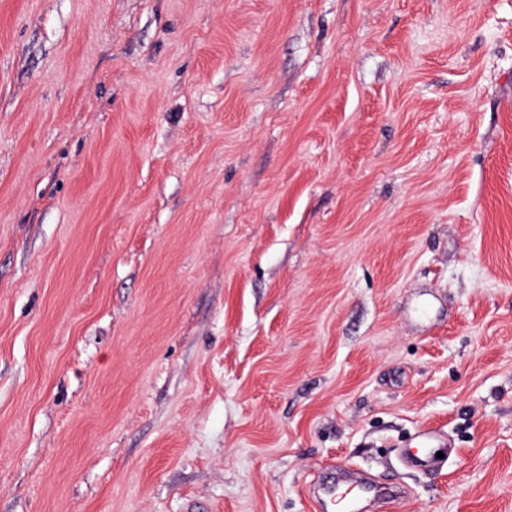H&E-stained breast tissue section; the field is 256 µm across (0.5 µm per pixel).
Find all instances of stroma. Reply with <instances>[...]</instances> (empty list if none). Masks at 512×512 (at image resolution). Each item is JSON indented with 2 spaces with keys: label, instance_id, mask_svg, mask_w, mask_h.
I'll use <instances>...</instances> for the list:
<instances>
[{
  "label": "stroma",
  "instance_id": "35a3bbf8",
  "mask_svg": "<svg viewBox=\"0 0 512 512\" xmlns=\"http://www.w3.org/2000/svg\"><path fill=\"white\" fill-rule=\"evenodd\" d=\"M331 463L512 512V0H0V512Z\"/></svg>",
  "mask_w": 512,
  "mask_h": 512
}]
</instances>
